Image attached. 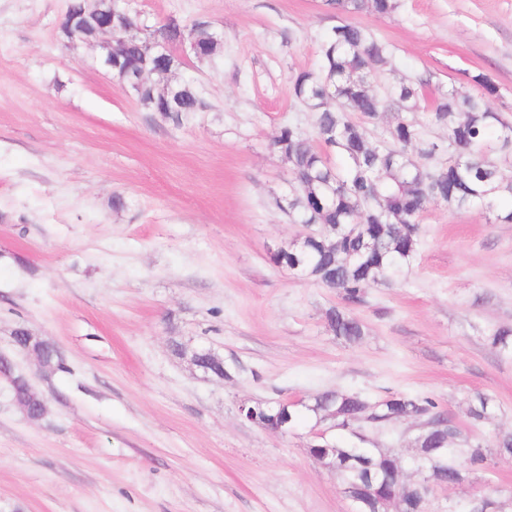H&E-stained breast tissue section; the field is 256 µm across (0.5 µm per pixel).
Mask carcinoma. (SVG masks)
<instances>
[{
	"label": "carcinoma",
	"instance_id": "1",
	"mask_svg": "<svg viewBox=\"0 0 512 512\" xmlns=\"http://www.w3.org/2000/svg\"><path fill=\"white\" fill-rule=\"evenodd\" d=\"M336 13L351 16L362 12L389 15L397 0H325ZM172 44L196 39L207 54L222 47L202 22L188 25L176 17L158 27ZM149 38L122 43L121 67L131 76L142 68L168 71L180 66L172 55L159 56L149 47ZM393 53L367 28L346 21L326 34L320 44L319 66L296 74L293 96L315 113V137L293 124L281 127L273 147L289 167L288 195L278 208L293 224H311L317 232L295 243L283 245L271 260L308 276L325 288L337 290L344 302L325 313L328 329L338 338L357 343L365 336L364 323L352 307L365 303L366 287L390 286L413 264L419 246L420 217L432 202H443L457 210L482 208L497 222L512 223V179L503 174L512 165V122L490 109L486 95L495 87L486 76L475 79L477 90L450 86L429 105L422 104L426 81L403 77L384 94L372 88L373 75L391 65ZM142 108L158 111L168 99L167 112L180 123L189 112L210 104L188 83H178L158 92L147 82L133 90ZM395 114L385 138L372 142L363 127L348 113L359 112L377 119L383 112ZM429 113L430 122L448 133L447 145L429 142L418 153L411 147L420 139L413 117ZM445 161L433 162L439 154ZM491 346L512 355V327H499L489 336ZM198 361L203 373L216 379L230 377L224 360L201 348ZM266 416L288 428L308 424L317 427L324 415L350 425L366 413L370 403L341 390H325L307 402H263ZM493 400L477 395L469 405L470 417L489 419ZM411 418L421 431L415 438L412 464L416 472L432 471L441 488L460 485L473 469L488 460V452L477 444L465 450L453 447L459 432L438 403L428 396L394 393L377 403L367 422L384 425ZM343 435L333 440H314L309 455L320 461L327 455L344 486L357 488L375 482V494L361 512H425L428 490L404 478L400 459L379 448L359 446ZM464 452L470 467L456 464L455 453Z\"/></svg>",
	"mask_w": 512,
	"mask_h": 512
}]
</instances>
